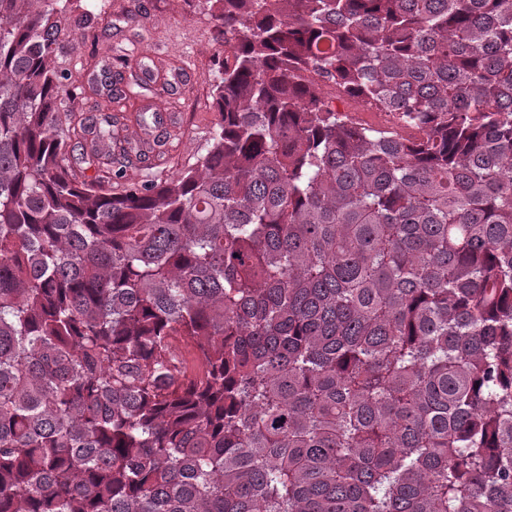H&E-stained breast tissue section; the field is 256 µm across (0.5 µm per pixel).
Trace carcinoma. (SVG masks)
Listing matches in <instances>:
<instances>
[{"label": "carcinoma", "mask_w": 512, "mask_h": 512, "mask_svg": "<svg viewBox=\"0 0 512 512\" xmlns=\"http://www.w3.org/2000/svg\"><path fill=\"white\" fill-rule=\"evenodd\" d=\"M70 2L0 0V512H512V0H206L174 177Z\"/></svg>", "instance_id": "cac0c4a2"}]
</instances>
